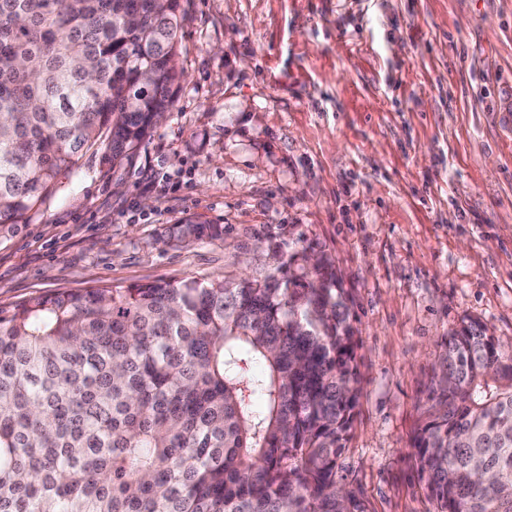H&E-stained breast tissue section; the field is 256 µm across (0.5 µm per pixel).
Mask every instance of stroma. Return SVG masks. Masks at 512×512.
I'll list each match as a JSON object with an SVG mask.
<instances>
[{"mask_svg":"<svg viewBox=\"0 0 512 512\" xmlns=\"http://www.w3.org/2000/svg\"><path fill=\"white\" fill-rule=\"evenodd\" d=\"M175 105L0 238V305L330 255L352 288L360 398L341 458L369 512H433L410 457L442 342L512 344V0H181ZM229 225L191 244L173 225Z\"/></svg>","mask_w":512,"mask_h":512,"instance_id":"35a3bbf8","label":"stroma"}]
</instances>
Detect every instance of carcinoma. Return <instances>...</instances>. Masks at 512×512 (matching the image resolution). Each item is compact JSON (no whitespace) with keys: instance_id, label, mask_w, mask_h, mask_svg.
<instances>
[{"instance_id":"carcinoma-1","label":"carcinoma","mask_w":512,"mask_h":512,"mask_svg":"<svg viewBox=\"0 0 512 512\" xmlns=\"http://www.w3.org/2000/svg\"><path fill=\"white\" fill-rule=\"evenodd\" d=\"M180 0H0V233L171 111ZM179 242L224 235L188 221ZM0 306V512H368L337 481L359 402L335 262ZM412 458L434 512H512V345L448 332Z\"/></svg>"}]
</instances>
